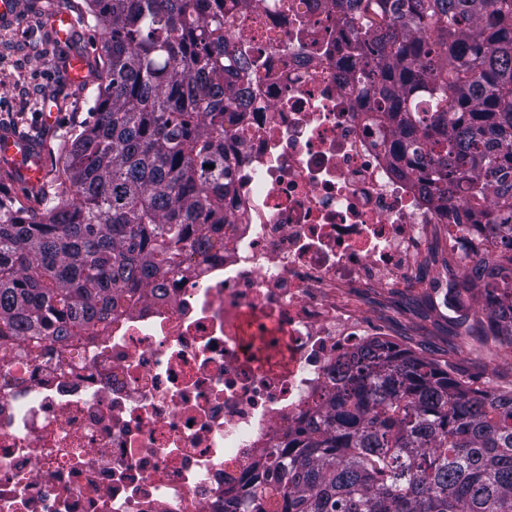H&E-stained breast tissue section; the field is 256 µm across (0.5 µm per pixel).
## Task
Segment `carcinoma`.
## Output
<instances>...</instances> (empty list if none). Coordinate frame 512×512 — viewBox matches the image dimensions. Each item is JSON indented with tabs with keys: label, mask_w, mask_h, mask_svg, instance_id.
Segmentation results:
<instances>
[{
	"label": "carcinoma",
	"mask_w": 512,
	"mask_h": 512,
	"mask_svg": "<svg viewBox=\"0 0 512 512\" xmlns=\"http://www.w3.org/2000/svg\"><path fill=\"white\" fill-rule=\"evenodd\" d=\"M251 0H86L104 56L92 121L43 184L0 197V349L65 345L122 304L158 293L224 223V108L261 54L230 42L225 17ZM350 4L349 52L381 78L376 112L402 137L394 160L420 191L469 204L498 248L473 262L481 314L457 322L481 346L512 347V0ZM345 387L322 423L258 464L252 499L278 512H512V387L492 391L422 353L374 342L337 363Z\"/></svg>",
	"instance_id": "1"
}]
</instances>
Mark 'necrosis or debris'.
Masks as SVG:
<instances>
[{"label": "necrosis or debris", "mask_w": 512, "mask_h": 512, "mask_svg": "<svg viewBox=\"0 0 512 512\" xmlns=\"http://www.w3.org/2000/svg\"><path fill=\"white\" fill-rule=\"evenodd\" d=\"M292 2L226 24L264 64L226 105L214 247L91 337L45 341L36 361L0 351V512H236L258 462L335 392L337 360L390 339L357 289L434 287L442 226L461 262L491 250L464 192L429 203L398 174L343 14Z\"/></svg>", "instance_id": "obj_1"}]
</instances>
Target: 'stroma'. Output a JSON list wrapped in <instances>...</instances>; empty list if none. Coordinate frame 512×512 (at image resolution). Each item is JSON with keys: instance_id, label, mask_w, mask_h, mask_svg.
<instances>
[{"instance_id": "stroma-1", "label": "stroma", "mask_w": 512, "mask_h": 512, "mask_svg": "<svg viewBox=\"0 0 512 512\" xmlns=\"http://www.w3.org/2000/svg\"><path fill=\"white\" fill-rule=\"evenodd\" d=\"M83 0H16L13 21H0V135H12L30 146L59 145L80 130L95 104V84L71 83L63 68L72 53L98 60L103 38L79 22L69 39L50 26L60 8L79 12ZM363 309L389 319L399 345L437 359H452L477 385L496 388L512 380V348L491 345L470 350L465 338H449L456 314L439 312L433 293L361 290Z\"/></svg>"}]
</instances>
